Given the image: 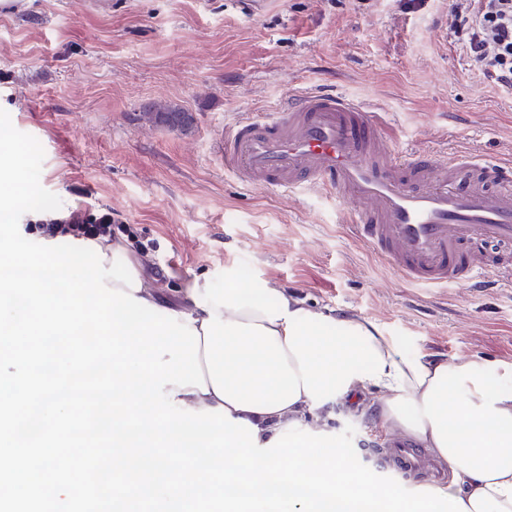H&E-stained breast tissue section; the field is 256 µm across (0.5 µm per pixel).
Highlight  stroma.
Masks as SVG:
<instances>
[{"label":"stroma","instance_id":"obj_1","mask_svg":"<svg viewBox=\"0 0 512 512\" xmlns=\"http://www.w3.org/2000/svg\"><path fill=\"white\" fill-rule=\"evenodd\" d=\"M453 0H0V108L34 136L60 217L113 211L148 244L162 304L225 275L314 308L378 322L409 354L512 365V288L403 279L354 236L345 206L314 188H241L225 129L290 93L335 89L385 113L396 149L512 160V93L484 82L451 24ZM191 114L188 129L139 119ZM353 426L362 464L393 476L375 391L322 412ZM142 116L149 122L164 123L173 129H185L191 121L188 113L170 104L153 103L144 109Z\"/></svg>","mask_w":512,"mask_h":512}]
</instances>
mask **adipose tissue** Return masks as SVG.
I'll list each match as a JSON object with an SVG mask.
<instances>
[{
    "label": "adipose tissue",
    "instance_id": "1",
    "mask_svg": "<svg viewBox=\"0 0 512 512\" xmlns=\"http://www.w3.org/2000/svg\"><path fill=\"white\" fill-rule=\"evenodd\" d=\"M181 298L206 387L176 388V400L224 407L257 426L264 444L295 421L324 429L319 409L373 389L390 430L447 463L445 494L469 512H512V386L488 378L476 359L406 354L377 322L310 308L263 281L245 289L228 275L215 289L195 280Z\"/></svg>",
    "mask_w": 512,
    "mask_h": 512
}]
</instances>
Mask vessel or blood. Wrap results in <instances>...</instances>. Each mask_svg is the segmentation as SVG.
Wrapping results in <instances>:
<instances>
[{"label":"vessel or blood","mask_w":512,"mask_h":512,"mask_svg":"<svg viewBox=\"0 0 512 512\" xmlns=\"http://www.w3.org/2000/svg\"><path fill=\"white\" fill-rule=\"evenodd\" d=\"M385 125L381 113L342 94H295L225 131L224 166L245 187L336 195L356 237L410 283L512 285V166L473 153H402ZM386 461L408 472L425 456L397 438Z\"/></svg>","instance_id":"obj_1"}]
</instances>
